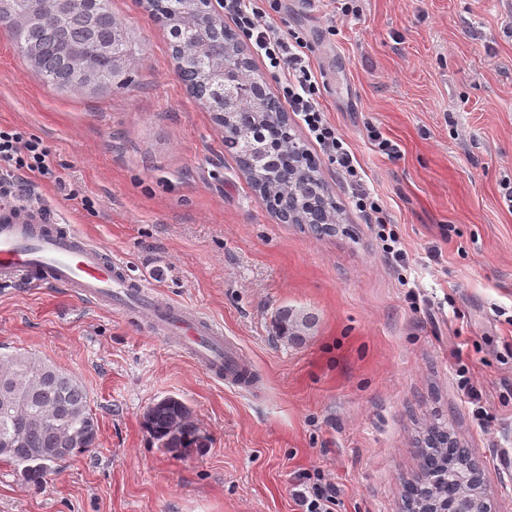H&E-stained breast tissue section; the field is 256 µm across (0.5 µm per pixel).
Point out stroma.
Returning <instances> with one entry per match:
<instances>
[{
	"label": "stroma",
	"mask_w": 512,
	"mask_h": 512,
	"mask_svg": "<svg viewBox=\"0 0 512 512\" xmlns=\"http://www.w3.org/2000/svg\"><path fill=\"white\" fill-rule=\"evenodd\" d=\"M112 13L139 43L134 82L89 95L42 83L0 23V125L41 137L94 199L87 211L37 181L67 229L158 298L222 323L257 381L213 380L141 312L45 282L0 286V353L74 373L99 423L95 447L41 487L0 459V512H301L304 474L336 483L335 512H400L415 441L441 417L512 512L499 465L512 449V0H278L273 19L304 38L319 101L386 221L359 210L294 116L341 211L322 234L267 209L145 0H112ZM285 307L314 318L300 342L278 335ZM168 395L191 405L209 447H157L142 415Z\"/></svg>",
	"instance_id": "35a3bbf8"
}]
</instances>
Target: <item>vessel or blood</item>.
I'll use <instances>...</instances> for the list:
<instances>
[{"mask_svg":"<svg viewBox=\"0 0 512 512\" xmlns=\"http://www.w3.org/2000/svg\"><path fill=\"white\" fill-rule=\"evenodd\" d=\"M41 279L108 308L147 311L153 324L172 335L181 351L218 381L247 388L248 374L224 332L192 308L149 296L130 278L124 262L64 230L59 215L0 208V282Z\"/></svg>","mask_w":512,"mask_h":512,"instance_id":"obj_1","label":"vessel or blood"}]
</instances>
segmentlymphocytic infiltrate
Returning a JSON list of instances; mask_svg holds the SVG:
<instances>
[{"label":"lymphocytic infiltrate","mask_w":512,"mask_h":512,"mask_svg":"<svg viewBox=\"0 0 512 512\" xmlns=\"http://www.w3.org/2000/svg\"><path fill=\"white\" fill-rule=\"evenodd\" d=\"M225 15L252 40L257 52L268 60L277 72L282 95L293 112L301 117L310 136L325 151L333 163L352 179L353 196L357 205L370 207L379 213L378 204L370 203L361 186L356 159L326 118L318 101L316 76L304 57L305 44L295 33L280 30L267 18L260 0H222ZM50 180L67 193L68 199L80 200L85 209L94 201L68 188L66 179L55 168L52 151L41 139L25 135L12 127L0 126V204L26 208L35 189V178Z\"/></svg>","instance_id":"obj_1"}]
</instances>
